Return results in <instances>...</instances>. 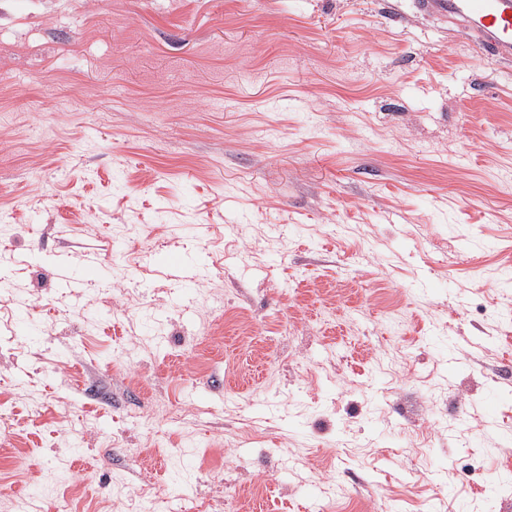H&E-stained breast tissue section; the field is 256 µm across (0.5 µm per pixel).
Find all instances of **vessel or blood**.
Here are the masks:
<instances>
[{
	"instance_id": "1",
	"label": "vessel or blood",
	"mask_w": 512,
	"mask_h": 512,
	"mask_svg": "<svg viewBox=\"0 0 512 512\" xmlns=\"http://www.w3.org/2000/svg\"><path fill=\"white\" fill-rule=\"evenodd\" d=\"M415 7L460 28L481 53L512 62V0H415Z\"/></svg>"
}]
</instances>
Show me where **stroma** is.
<instances>
[{
    "label": "stroma",
    "mask_w": 512,
    "mask_h": 512,
    "mask_svg": "<svg viewBox=\"0 0 512 512\" xmlns=\"http://www.w3.org/2000/svg\"><path fill=\"white\" fill-rule=\"evenodd\" d=\"M0 408V512H512V65L412 0H0Z\"/></svg>",
    "instance_id": "stroma-1"
}]
</instances>
